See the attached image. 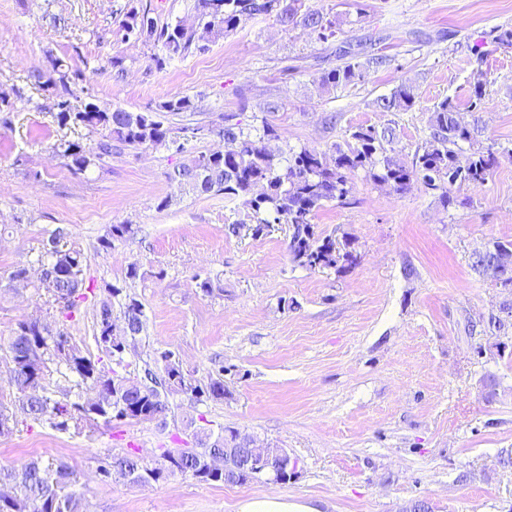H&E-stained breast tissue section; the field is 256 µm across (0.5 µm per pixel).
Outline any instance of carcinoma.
I'll list each match as a JSON object with an SVG mask.
<instances>
[{
  "label": "carcinoma",
  "mask_w": 512,
  "mask_h": 512,
  "mask_svg": "<svg viewBox=\"0 0 512 512\" xmlns=\"http://www.w3.org/2000/svg\"><path fill=\"white\" fill-rule=\"evenodd\" d=\"M257 16H273L287 29L300 26L322 42L336 35V23L320 10L305 6L304 0H193L189 17L162 25L146 11L131 10L119 23L116 34L123 41L133 38L151 44L156 51L149 56L150 63L162 70L176 57L208 51L210 44ZM338 58L342 64L323 68L314 77V83L323 91L355 85L369 69L386 63V56L367 50L361 42L345 43L339 48ZM29 78L58 99L55 118L59 126L84 127L96 136L88 147L78 141L57 145L56 153L66 160L71 171L81 174L122 146L152 145L178 154L186 152V162L169 176L171 181L196 194H222L240 201L256 220L251 228L255 236L272 224L288 225L289 257L314 271L340 270L357 264V256L348 250V244L318 234L312 223L325 204H346L351 173L361 170L374 184L397 194L419 181L428 189L440 191V201L448 207L455 202L452 186L483 185L500 164V157L490 147L475 149L465 165L459 164L456 148L461 143H476L480 129L475 124H461L455 103L447 97L434 105L428 119L429 137L409 163L385 156L386 145L395 138L394 128L378 130L371 126L352 131L351 142L344 148L332 145L330 156L325 150L302 148L290 152L285 159L282 150L274 145L279 136L273 127L268 125L263 135L253 137L227 118L218 128H208V132L217 133L229 143L226 151L187 152L189 128L174 129L167 123L166 114L194 110L195 103L189 96L171 98L148 112H129L120 107L102 110L88 92L83 108L77 110L72 98L84 72L72 69L66 60L50 54L46 68L33 70ZM417 98L416 88L403 83L390 94L378 97L374 105L381 112L407 111L415 106ZM133 234L132 225L114 224L100 240V246L108 250L113 242ZM505 250L512 251V242H491L486 250L474 254L472 269L501 280L504 287H512V269L504 270L499 264V252ZM44 254L48 270L40 271L39 287L69 317L77 301L86 298L85 291L90 289L85 278L86 258L69 245L62 229L50 234ZM109 291L114 297H123L124 329L111 332L114 319L112 303L108 302L96 314V340L103 353L121 363L126 354L136 351L143 338L144 311L141 302L123 293V288L112 285ZM6 360L17 411L26 419L47 421L64 432L101 423L110 426L115 421L113 410L119 406L127 411L126 421L153 422L164 420L171 413L169 398L177 393L190 392L199 400H221L225 393L224 369L211 375L206 384H196L186 377L170 350L155 353L154 362L162 369L160 377L149 369L140 380L111 376L79 347L66 351L47 344L42 330L28 320L19 322L9 337ZM52 365L58 372L65 370L74 375L77 385L97 389L99 398L80 403L66 394L56 398L46 392H28L34 378H46ZM193 439V448L164 449L153 467L143 465L137 453L130 452L110 458L100 473L106 479L116 473L145 485L176 475L206 484H244L253 479L255 462L238 430L224 428L215 434L198 428L193 431ZM261 467L283 482L295 474L287 459L275 452ZM3 479L14 482L20 493L0 496V512H78L79 498L67 491L72 478L63 465L52 470L37 460H29L6 471L0 469V481Z\"/></svg>",
  "instance_id": "cac0c4a2"
}]
</instances>
